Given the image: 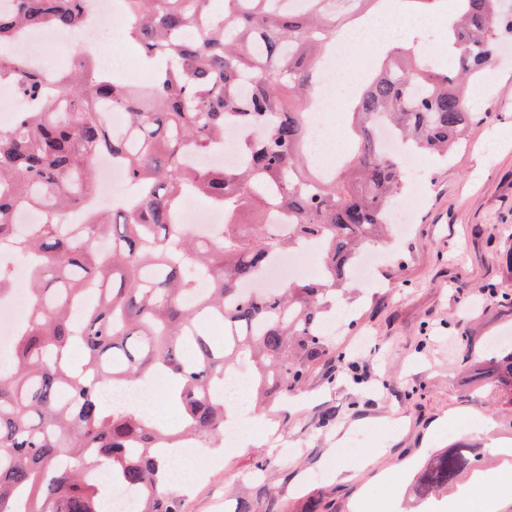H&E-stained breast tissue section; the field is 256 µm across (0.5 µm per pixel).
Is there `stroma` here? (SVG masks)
<instances>
[{
  "instance_id": "1",
  "label": "stroma",
  "mask_w": 512,
  "mask_h": 512,
  "mask_svg": "<svg viewBox=\"0 0 512 512\" xmlns=\"http://www.w3.org/2000/svg\"><path fill=\"white\" fill-rule=\"evenodd\" d=\"M419 170L424 199L378 245L374 287L348 284L325 356L288 403L252 406L249 442H205L184 512H512V485L483 493L512 478V404L483 374L512 337V42L465 148ZM456 445L481 468L421 499L420 471Z\"/></svg>"
}]
</instances>
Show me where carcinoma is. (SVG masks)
<instances>
[{
  "label": "carcinoma",
  "instance_id": "carcinoma-1",
  "mask_svg": "<svg viewBox=\"0 0 512 512\" xmlns=\"http://www.w3.org/2000/svg\"><path fill=\"white\" fill-rule=\"evenodd\" d=\"M0 11V85L17 87L21 107L0 129V247L32 267L30 308L0 371V512H106L109 490L137 493L132 512H184L167 484L173 448L224 434V372L255 364L252 388L281 396L299 389L325 353L326 308L357 255L379 242L394 204L404 200L405 168L378 140L381 126L421 157L444 159L466 141L485 101L468 88L488 73L512 37L508 0H455L445 59L391 43L369 56L371 75L350 106L352 149L329 171L310 163L306 116L321 82L320 61L348 18L364 21L384 0H125L127 34L154 67L143 88L86 57L50 84L11 54L19 35L40 26L71 28L85 0H12ZM428 14L442 0H400ZM252 80L247 98L240 92ZM126 111L113 133L103 112ZM233 124L261 135L239 143L232 166L185 159L224 142ZM125 171L133 194L112 216L93 208L96 162ZM224 211L218 236L179 222L185 196ZM48 218L18 236L14 211ZM69 210L82 224H58ZM256 211L260 223L242 215ZM272 211L288 218L268 224ZM112 241V252L95 243ZM314 243L319 274L284 288H255L275 257ZM208 274L199 288L198 272ZM224 323V341L206 327ZM83 352L74 368L65 353ZM163 375L183 423L169 427L138 407L106 405L100 391H136ZM486 377L512 402V346L493 353ZM68 452L63 454L61 449ZM67 457L62 465L59 458ZM451 448L426 465L425 498L448 490L476 465ZM104 468L109 483L92 478Z\"/></svg>",
  "mask_w": 512,
  "mask_h": 512
}]
</instances>
